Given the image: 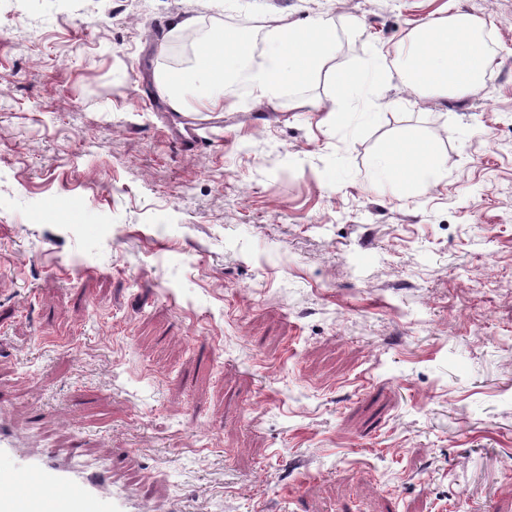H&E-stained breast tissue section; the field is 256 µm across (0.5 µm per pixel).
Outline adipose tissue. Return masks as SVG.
Returning a JSON list of instances; mask_svg holds the SVG:
<instances>
[{"mask_svg":"<svg viewBox=\"0 0 512 512\" xmlns=\"http://www.w3.org/2000/svg\"><path fill=\"white\" fill-rule=\"evenodd\" d=\"M478 29V23L465 15L450 18L445 24L432 20L419 27L399 62L404 84L419 94L431 91L455 96L474 92L480 86L483 70L476 66L477 56L468 51L467 44ZM332 48L328 25L320 19L308 25L274 29L266 61L252 75L255 92L263 99L276 100L281 86L314 74ZM197 54L209 59L208 93L189 101L187 84L178 75L159 76V89L175 111H223L224 77L239 64L240 38L232 31L217 34L203 43ZM436 170L435 153L408 136L379 157L375 174L403 195L426 188Z\"/></svg>","mask_w":512,"mask_h":512,"instance_id":"obj_1","label":"adipose tissue"}]
</instances>
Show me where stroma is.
Wrapping results in <instances>:
<instances>
[{"label":"stroma","instance_id":"1","mask_svg":"<svg viewBox=\"0 0 512 512\" xmlns=\"http://www.w3.org/2000/svg\"><path fill=\"white\" fill-rule=\"evenodd\" d=\"M458 14L479 91L339 98ZM189 17L334 48L185 149ZM408 132L439 166L404 197ZM0 418L176 512H512V0H0ZM382 71L383 65L380 63L378 57H376L374 65L364 73L350 78H343L340 81L342 97L351 98L362 94L367 88L374 84L376 77ZM437 162L432 150L406 136L399 146L379 157L375 174L403 195L426 188L436 173Z\"/></svg>","mask_w":512,"mask_h":512}]
</instances>
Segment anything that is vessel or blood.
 <instances>
[{"label":"vessel or blood","mask_w":512,"mask_h":512,"mask_svg":"<svg viewBox=\"0 0 512 512\" xmlns=\"http://www.w3.org/2000/svg\"><path fill=\"white\" fill-rule=\"evenodd\" d=\"M0 512H151L111 471L80 470L66 457L27 447L0 420Z\"/></svg>","instance_id":"b4317fda"}]
</instances>
